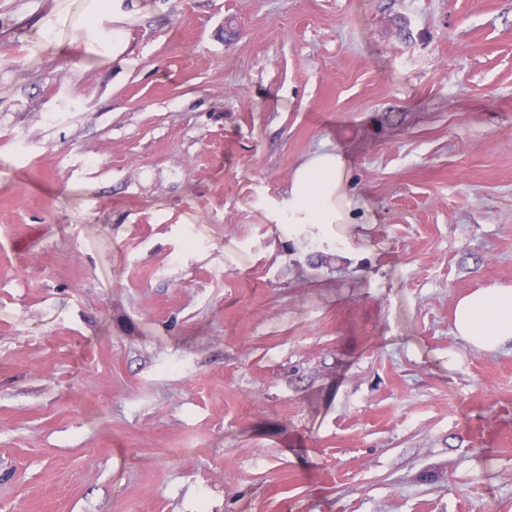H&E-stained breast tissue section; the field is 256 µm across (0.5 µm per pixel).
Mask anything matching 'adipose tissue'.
I'll use <instances>...</instances> for the list:
<instances>
[{
  "instance_id": "1",
  "label": "adipose tissue",
  "mask_w": 512,
  "mask_h": 512,
  "mask_svg": "<svg viewBox=\"0 0 512 512\" xmlns=\"http://www.w3.org/2000/svg\"><path fill=\"white\" fill-rule=\"evenodd\" d=\"M151 0H70L31 26L33 42L79 45L91 65L125 59L127 27L152 10ZM349 164L336 148H322L294 169L283 198L263 208L266 223L285 238L316 229L332 246L350 248L356 225L371 223L369 202L349 187ZM453 332L471 349L491 353L512 345V285L477 289L458 300Z\"/></svg>"
}]
</instances>
